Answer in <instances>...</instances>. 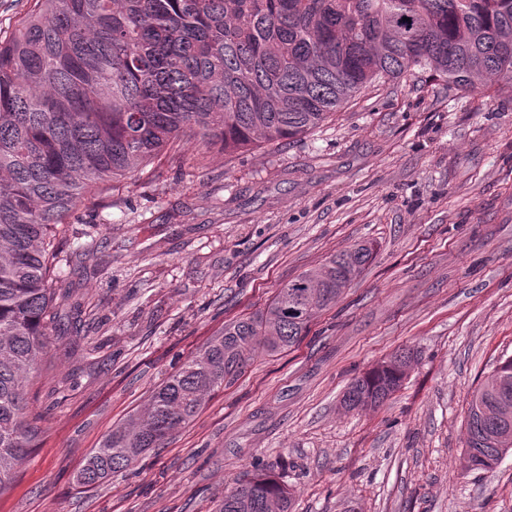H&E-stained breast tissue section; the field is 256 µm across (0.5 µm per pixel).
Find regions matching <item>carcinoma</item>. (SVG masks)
Here are the masks:
<instances>
[{
  "label": "carcinoma",
  "instance_id": "1",
  "mask_svg": "<svg viewBox=\"0 0 512 512\" xmlns=\"http://www.w3.org/2000/svg\"><path fill=\"white\" fill-rule=\"evenodd\" d=\"M414 68L462 91L512 87V0H34L0 37V494L39 440L26 391L43 362L70 212L184 142L232 155L300 138ZM374 252L357 244L224 325L91 450L77 484L98 487L163 447L257 350L296 344ZM412 358L402 351L353 378L344 406L383 404ZM506 433L512 356L471 396V466L512 453ZM292 500L261 472L225 492L219 512H291Z\"/></svg>",
  "mask_w": 512,
  "mask_h": 512
}]
</instances>
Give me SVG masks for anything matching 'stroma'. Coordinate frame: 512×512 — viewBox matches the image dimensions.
I'll list each match as a JSON object with an SVG mask.
<instances>
[{
  "label": "stroma",
  "mask_w": 512,
  "mask_h": 512,
  "mask_svg": "<svg viewBox=\"0 0 512 512\" xmlns=\"http://www.w3.org/2000/svg\"><path fill=\"white\" fill-rule=\"evenodd\" d=\"M69 218L53 322L28 388L41 429L0 512H217L260 463L292 512H512V454L469 468L473 391L512 355V88L419 72L366 89L305 137L227 157L198 142ZM102 255L76 266L90 241ZM361 241L376 252L307 336L254 355L164 447L98 488L75 475L112 426L224 324ZM415 360L383 405L353 377ZM413 358L410 351H402L374 364L353 378L343 394L348 410L364 411L380 406L397 392L406 378L403 369Z\"/></svg>",
  "instance_id": "35a3bbf8"
}]
</instances>
